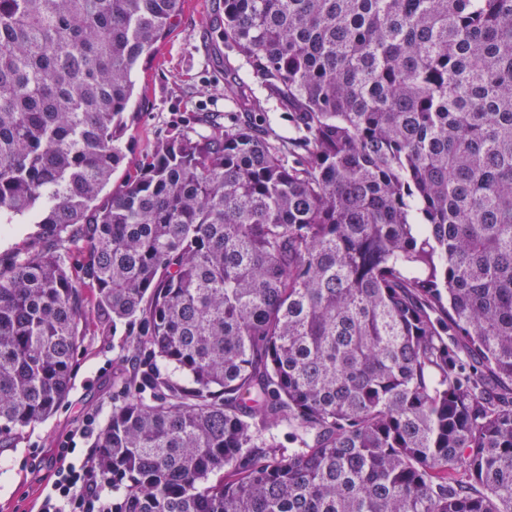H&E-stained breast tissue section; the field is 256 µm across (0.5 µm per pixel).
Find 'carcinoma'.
Masks as SVG:
<instances>
[{
    "label": "carcinoma",
    "mask_w": 512,
    "mask_h": 512,
    "mask_svg": "<svg viewBox=\"0 0 512 512\" xmlns=\"http://www.w3.org/2000/svg\"><path fill=\"white\" fill-rule=\"evenodd\" d=\"M184 2L0 0V224L41 226L0 257V438L94 319L128 337L115 512H512V0H223L249 118L107 193ZM255 94L263 101V112L255 113L262 128L269 134L271 140L297 135L293 123L288 120V113L274 99H267L266 93L257 80L251 81Z\"/></svg>",
    "instance_id": "obj_1"
}]
</instances>
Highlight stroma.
I'll return each instance as SVG.
<instances>
[{
  "label": "stroma",
  "mask_w": 512,
  "mask_h": 512,
  "mask_svg": "<svg viewBox=\"0 0 512 512\" xmlns=\"http://www.w3.org/2000/svg\"><path fill=\"white\" fill-rule=\"evenodd\" d=\"M219 0H186L175 32L136 79L144 96L135 106L123 140L126 162L136 165L168 135L202 129L205 118L229 127L241 117L224 97V39L213 20ZM125 337L89 326L76 356L66 402L47 420L29 425L0 443V512H39L57 462L54 450L84 415L104 424L120 391L112 370Z\"/></svg>",
  "instance_id": "stroma-1"
}]
</instances>
